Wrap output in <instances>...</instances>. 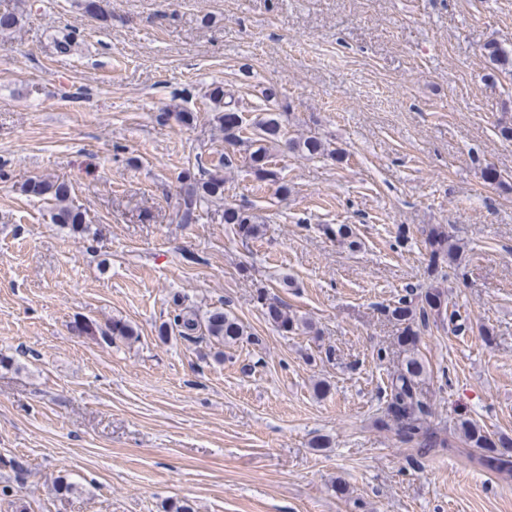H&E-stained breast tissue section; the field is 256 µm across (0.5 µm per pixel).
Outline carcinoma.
I'll return each mask as SVG.
<instances>
[{
	"label": "carcinoma",
	"mask_w": 512,
	"mask_h": 512,
	"mask_svg": "<svg viewBox=\"0 0 512 512\" xmlns=\"http://www.w3.org/2000/svg\"><path fill=\"white\" fill-rule=\"evenodd\" d=\"M23 14L16 10L0 11V35L13 32L22 20ZM489 59L504 73L512 76V53L495 43L485 46ZM217 125L224 132V142L234 146L242 142V120L236 108L217 110L214 116ZM262 142L249 153V161L255 173L268 178L273 171L267 169L269 149L265 143H275L281 137V124L269 118L260 124ZM233 166L232 157L221 156L210 166L203 165L196 158L195 171L185 170L178 176L181 183L176 216L181 224H192L200 213L211 203L224 199V170ZM21 191L33 197H49L53 202L51 221L54 224L69 226L74 231H87L85 212L73 204L71 189L65 183H54L46 179L29 180L22 184ZM224 223L235 224L245 238L256 237L260 225L255 216L241 208L224 207ZM427 244L429 259L426 274L430 280L443 276V268L460 263L463 247L456 242L443 227L429 230ZM422 305L414 304L413 299L400 297L393 305L385 308L387 315L402 325L400 344L405 348V356L400 367L390 378L386 390L387 416L393 423L396 436L404 444L423 453L443 451L459 452L467 461L486 470L512 474V457L501 452L512 447V437L500 434L497 439L491 436L476 421L467 415H459L453 432L446 433L428 422L432 415L429 403L423 398L419 385L428 375V367L417 348L420 327L429 321L445 322L454 319L456 312H448V292L438 285H429ZM175 309L169 320L161 325L165 332L178 335L188 342H206L213 346L230 345L244 335L243 325L233 316L216 308L202 315L199 310L186 303V297H173ZM269 317L284 330L292 332L302 321L288 313L287 307L275 302L266 303Z\"/></svg>",
	"instance_id": "carcinoma-1"
}]
</instances>
